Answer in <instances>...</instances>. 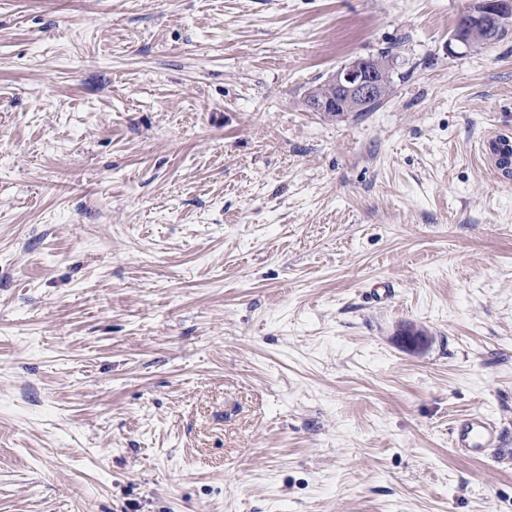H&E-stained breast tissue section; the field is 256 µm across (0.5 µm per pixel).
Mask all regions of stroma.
I'll use <instances>...</instances> for the list:
<instances>
[{
  "instance_id": "obj_1",
  "label": "stroma",
  "mask_w": 512,
  "mask_h": 512,
  "mask_svg": "<svg viewBox=\"0 0 512 512\" xmlns=\"http://www.w3.org/2000/svg\"><path fill=\"white\" fill-rule=\"evenodd\" d=\"M468 0H0V512H512V35ZM390 52L372 112L314 86ZM425 332L410 348L404 326ZM465 24L455 27L451 41L466 51L473 47V34L480 32L482 41L474 46L491 45L501 32L512 31V2L510 0H470L463 12ZM471 30V35L468 31ZM491 43V44H490ZM454 448L469 456H484L491 449L505 446L503 430L482 414H471L458 419L451 429Z\"/></svg>"
}]
</instances>
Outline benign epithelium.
I'll return each mask as SVG.
<instances>
[{
  "mask_svg": "<svg viewBox=\"0 0 512 512\" xmlns=\"http://www.w3.org/2000/svg\"><path fill=\"white\" fill-rule=\"evenodd\" d=\"M462 19L465 24L455 27L451 41L459 49L473 47V33L479 32L486 44L495 42L501 32L512 31V0H468ZM392 62L358 57L336 70L324 88L316 87L306 98L311 112L341 116L365 103L382 98L389 90Z\"/></svg>",
  "mask_w": 512,
  "mask_h": 512,
  "instance_id": "obj_1",
  "label": "benign epithelium"
}]
</instances>
